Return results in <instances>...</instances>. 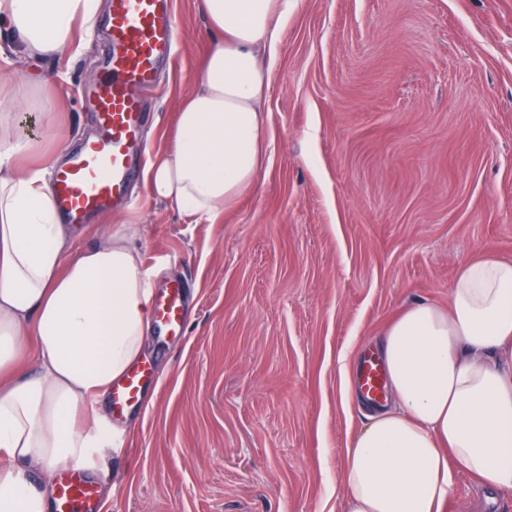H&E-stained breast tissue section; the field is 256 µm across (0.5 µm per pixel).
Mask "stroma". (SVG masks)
<instances>
[{"mask_svg": "<svg viewBox=\"0 0 512 512\" xmlns=\"http://www.w3.org/2000/svg\"><path fill=\"white\" fill-rule=\"evenodd\" d=\"M172 8L153 153L211 42L196 0ZM106 48L0 67L36 82L15 110L46 150L91 134ZM274 73L270 152L224 216L150 197L139 164L133 203L94 218L136 221L156 285L188 284L187 330L153 331L144 405L94 476L101 512H343L341 450L369 407L344 398L340 357L409 303L447 304L469 258H512V0H298ZM445 512H512V494L459 475Z\"/></svg>", "mask_w": 512, "mask_h": 512, "instance_id": "stroma-1", "label": "stroma"}]
</instances>
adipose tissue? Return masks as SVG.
<instances>
[{
  "label": "adipose tissue",
  "mask_w": 512,
  "mask_h": 512,
  "mask_svg": "<svg viewBox=\"0 0 512 512\" xmlns=\"http://www.w3.org/2000/svg\"><path fill=\"white\" fill-rule=\"evenodd\" d=\"M297 0H199L214 37L170 142L144 171L153 198L216 219L253 188L269 142L271 62ZM101 0H0L26 57L80 55ZM0 81V512H48L63 469L98 468L122 432L97 412L143 355L154 274L136 224L71 253L48 182L55 158ZM388 398L343 452L346 512H444L454 474L512 490V259L460 266L441 305L406 306L381 332Z\"/></svg>",
  "instance_id": "obj_1"
}]
</instances>
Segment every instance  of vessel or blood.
Instances as JSON below:
<instances>
[{
	"label": "vessel or blood",
	"instance_id": "b4317fda",
	"mask_svg": "<svg viewBox=\"0 0 512 512\" xmlns=\"http://www.w3.org/2000/svg\"><path fill=\"white\" fill-rule=\"evenodd\" d=\"M109 43L104 73L93 92L94 135L53 170L51 190L63 223L86 224L95 214L125 202L137 158L146 150L148 118L144 94L173 55L178 35L169 0H111ZM152 309L159 326L179 335L186 330V285L165 284L154 294ZM147 369L127 372L111 391L112 410L138 405ZM384 367L368 358L358 385L371 399L384 392ZM54 512H100L97 487L84 477L58 478Z\"/></svg>",
	"mask_w": 512,
	"mask_h": 512
}]
</instances>
